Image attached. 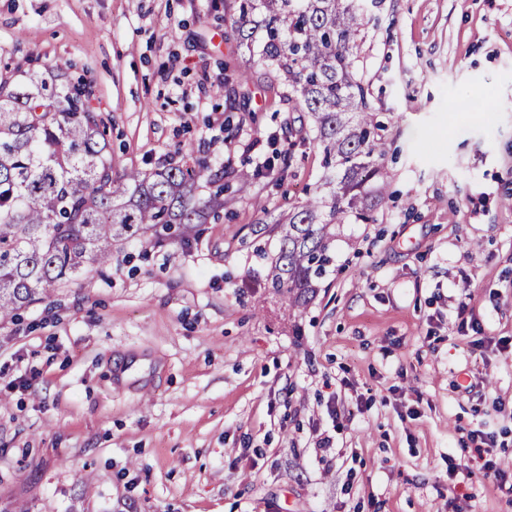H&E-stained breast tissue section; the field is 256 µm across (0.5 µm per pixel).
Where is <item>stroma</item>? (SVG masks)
<instances>
[{"label": "stroma", "mask_w": 512, "mask_h": 512, "mask_svg": "<svg viewBox=\"0 0 512 512\" xmlns=\"http://www.w3.org/2000/svg\"><path fill=\"white\" fill-rule=\"evenodd\" d=\"M366 6L389 200L291 308L256 251L321 153L224 0H0V70L86 82L117 170L189 146L251 183L0 324V512H512L474 459L494 440L512 482V0Z\"/></svg>", "instance_id": "35a3bbf8"}]
</instances>
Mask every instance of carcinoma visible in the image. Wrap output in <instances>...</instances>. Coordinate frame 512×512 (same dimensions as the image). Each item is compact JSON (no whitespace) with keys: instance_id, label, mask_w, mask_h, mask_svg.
I'll return each mask as SVG.
<instances>
[{"instance_id":"cac0c4a2","label":"carcinoma","mask_w":512,"mask_h":512,"mask_svg":"<svg viewBox=\"0 0 512 512\" xmlns=\"http://www.w3.org/2000/svg\"><path fill=\"white\" fill-rule=\"evenodd\" d=\"M257 64L309 114L324 182L275 225L279 250L265 285L291 308L305 305L331 271L345 224H374L386 204L387 127L355 77L365 0H224ZM263 32L258 44L253 33ZM90 89L52 69L16 79L0 73V324L63 281L109 262L112 246L148 232L187 244L195 225L224 209V186L199 159L117 172Z\"/></svg>"}]
</instances>
